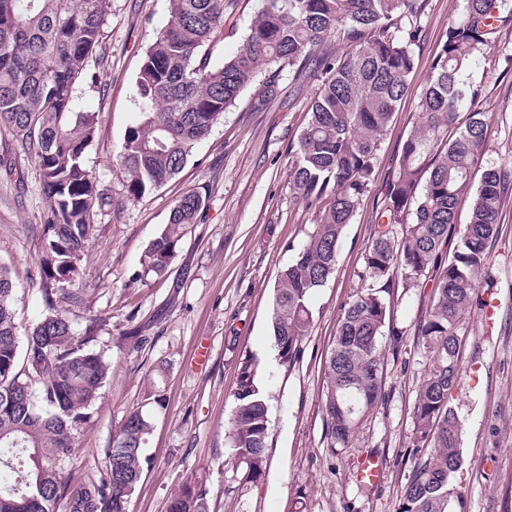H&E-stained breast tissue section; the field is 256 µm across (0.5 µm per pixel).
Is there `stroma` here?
I'll return each instance as SVG.
<instances>
[{
	"instance_id": "stroma-1",
	"label": "stroma",
	"mask_w": 512,
	"mask_h": 512,
	"mask_svg": "<svg viewBox=\"0 0 512 512\" xmlns=\"http://www.w3.org/2000/svg\"><path fill=\"white\" fill-rule=\"evenodd\" d=\"M462 0H427L412 92L382 137L377 176L339 246L336 273L312 299L314 326L296 364L280 363L271 334L278 271L294 257L312 211L289 189L288 152L305 124L315 86L282 80L281 95L263 111L250 109V93L225 112L185 168L142 199H129L118 161L123 137L139 119L136 79L144 51L169 19V0H112L102 41L88 62L91 80L79 84V111L98 117L85 156L112 198L96 218L84 260L89 311L68 316L83 328L86 314L105 318L94 347L110 365L91 422L76 438L63 476L79 485L106 465L125 417L144 405L150 381L161 380L164 409L154 415L146 453L150 464L132 494L128 512H168L183 483L201 476L211 512H396L414 464L409 454L412 407L426 374V353L406 336L399 360L388 362L385 397L354 440L332 447L321 408L328 350L337 320L361 281L364 247L376 200L393 172L391 159L413 122L417 91L430 73L434 52ZM512 24L498 45L476 59L471 80L482 83L478 109L490 128L485 161L512 166ZM205 203L190 225L165 278L139 279L140 258L163 231L187 193ZM48 203L34 160L11 136L0 135V263L15 285L20 332L41 319L34 284ZM491 251V286L498 308L493 325L472 309L457 328L461 375L450 404L462 423L464 464L450 480L466 512H512V193L498 218ZM182 287H173V280ZM146 336L133 347L128 329ZM205 363H197L199 348ZM258 362L267 392L269 462L259 489L234 490L225 432L234 408L236 361ZM367 455L383 467L379 485L364 486L355 473Z\"/></svg>"
}]
</instances>
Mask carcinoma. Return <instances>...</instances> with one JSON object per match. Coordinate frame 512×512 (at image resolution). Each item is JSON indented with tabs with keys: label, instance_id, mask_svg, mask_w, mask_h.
<instances>
[{
	"label": "carcinoma",
	"instance_id": "1",
	"mask_svg": "<svg viewBox=\"0 0 512 512\" xmlns=\"http://www.w3.org/2000/svg\"><path fill=\"white\" fill-rule=\"evenodd\" d=\"M238 0H170L167 24L148 45L136 81L140 122L125 133L119 158L127 191L139 199L178 175L224 112L255 88L251 109L276 99L283 73L315 83L308 119L291 150L293 195L314 219L295 257L277 275L271 326L281 364L292 365L314 322L311 297L334 273L345 227L374 183L384 132L418 65L425 0H263L236 54L214 55ZM112 0H0V130L34 157L48 201L38 255L39 322L20 336L14 284L0 265V512H128L140 482L152 409L131 412L99 476L72 488L58 469L93 417L110 365L94 348L105 320L80 331L66 307L85 305L79 284L96 211L109 204L84 153L97 115L75 110L74 93L103 36ZM512 22V0H463L420 91L414 122L397 153L363 251V286L341 309L323 379L327 436L347 445L384 397L385 356L401 353L408 329L390 315L398 294L431 283L415 326L430 354L413 407L410 455L398 512H447L448 481L462 465L459 420L449 398L460 375L455 329L475 306L476 284L490 279V245L512 167L486 163L488 124L474 110L483 85L466 78ZM348 47L336 52L332 41ZM470 113L448 136L458 113ZM469 202V221L457 224ZM202 195H184L164 231L140 259L141 280L161 278ZM402 229H397V226ZM226 448L237 488L258 487L268 463L269 408L254 357L237 366ZM169 512H210L202 479L184 483Z\"/></svg>",
	"mask_w": 512,
	"mask_h": 512
}]
</instances>
